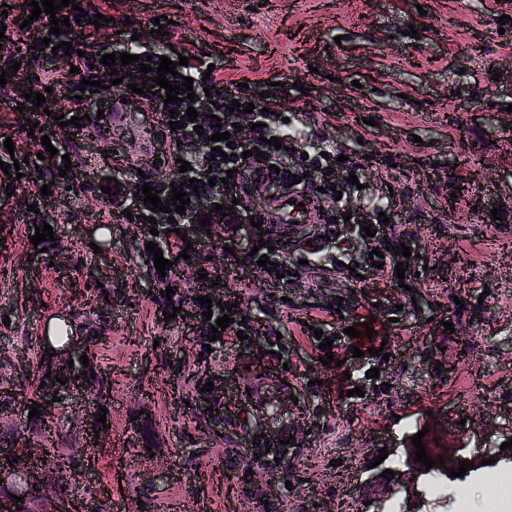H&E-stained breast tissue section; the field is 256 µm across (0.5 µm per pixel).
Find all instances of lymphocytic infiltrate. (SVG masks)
<instances>
[{"instance_id":"f902f5d3","label":"lymphocytic infiltrate","mask_w":512,"mask_h":512,"mask_svg":"<svg viewBox=\"0 0 512 512\" xmlns=\"http://www.w3.org/2000/svg\"><path fill=\"white\" fill-rule=\"evenodd\" d=\"M78 8L65 7L57 11L56 15L41 14L39 19L31 21L26 28L24 44H17L12 37L0 39V69L20 63L28 78L27 85L33 91L45 93L47 101L55 102L54 115H47L43 110H25L24 115L30 121L39 123L45 131L57 128V116L81 117L85 113L94 111L100 99L97 93H78L77 88L82 80H99L103 85L113 84L109 67L100 64V55L109 53L111 45H119L124 52L138 54L139 49L133 41L120 32V24H112L111 29L115 36L112 42H105L100 30L95 29L93 19L98 11L92 0H78ZM72 18L73 23L69 29L70 40L75 49L74 55L66 58L65 63L75 66V73L58 74L54 68L49 67L52 60L51 49L33 52L32 46L43 38H50L52 43H59V36L50 35V18ZM156 41L161 46V52L170 59L178 56L188 57L187 65L178 67L177 74L171 77V84H179L181 77L193 80L195 91L193 103L172 102V109L176 117L184 118L187 108H195L199 117L196 122L185 123L182 129L169 132L170 144L168 146L165 162L169 166L171 175L168 180H157L154 174H147L144 178L147 185L160 191L161 200H170L172 184H179L193 177L199 179L201 186L198 191H187L190 200L184 215L178 216V225L195 224L204 219L205 202L223 203L227 193L224 184L209 185L211 173L223 172L233 168H242L247 164L262 163V165H275L288 174L300 175V187L303 191L316 193L317 187L322 183H329L330 189L325 193L326 208L321 212L322 228L324 232H335L337 252L344 257L351 256L357 247L375 246V238L365 236L357 220L348 219V206L352 199H363L364 190L347 183V176L357 171L355 161H340L341 151L338 147L328 144L321 138L307 135L295 123L286 121L287 110L282 94L268 93L258 100L225 90L224 77L219 72L208 69L207 60L197 58V49L192 41L184 35L170 34L157 36ZM116 85V84H113ZM212 86L218 89L216 98L205 95V87ZM119 92L128 96L130 103L138 111L150 112L166 105L163 99L149 94L142 96L130 92L126 84L116 85ZM241 105H253V112H229L230 102ZM263 123V130H256V123ZM223 129L231 134L232 157L216 156L212 153L213 144L210 140L216 130ZM281 138L282 148H275L272 144L274 138ZM260 149L264 156L262 159L252 157V149ZM190 162L192 171L183 174L180 171V161Z\"/></svg>"}]
</instances>
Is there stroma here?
Returning <instances> with one entry per match:
<instances>
[{
  "label": "stroma",
  "mask_w": 512,
  "mask_h": 512,
  "mask_svg": "<svg viewBox=\"0 0 512 512\" xmlns=\"http://www.w3.org/2000/svg\"><path fill=\"white\" fill-rule=\"evenodd\" d=\"M108 12L130 19L143 45L151 19H172L223 66L225 84H248L253 94L289 85L304 131L362 163L372 194H389L387 239L412 255L400 279L373 273L364 249L354 271L336 269L326 250L309 263L303 251L285 253L289 282L234 265L250 250L241 239L213 248L204 272L236 287L246 337L211 344L232 387L222 435L204 436L188 407L192 387L174 378L191 364L199 330L189 316L165 319L158 294L166 281L145 237L97 200L106 178L135 176L113 169V155L140 149L132 131L100 138L91 126L66 146L80 177L38 202L57 248L34 254L17 198L1 206L0 373L26 374L28 339L44 318L70 313L99 282L112 291L101 330L108 341L89 349L108 377L111 427L84 451L96 457L97 491L112 512H161L167 503L173 512H330L337 504L470 512L454 479L435 470L413 489H382L370 501L359 487L372 462L404 470L406 441L441 421L449 459L476 466L471 482L512 477L500 458L512 439V0H109ZM62 251L68 262H58ZM366 321L374 336L347 335ZM319 331L333 340L327 366ZM261 339L272 352L250 356ZM275 402L295 412L273 425L288 443L281 460L262 437ZM142 412L156 427L150 453L133 430ZM252 470L269 484L248 481ZM441 482L450 498L430 493Z\"/></svg>",
  "instance_id": "1"
}]
</instances>
